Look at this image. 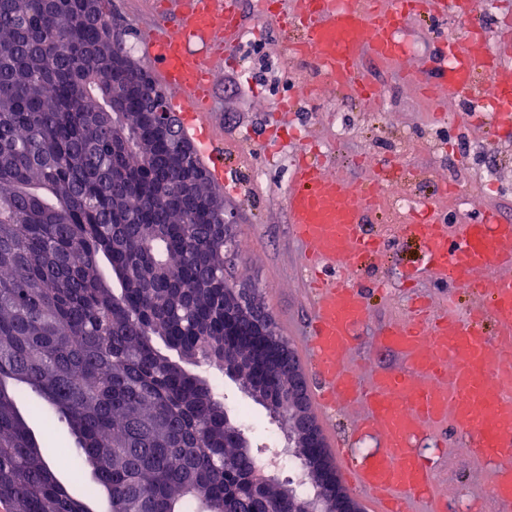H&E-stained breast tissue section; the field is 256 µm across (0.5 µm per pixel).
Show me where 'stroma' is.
Instances as JSON below:
<instances>
[{"label": "stroma", "mask_w": 512, "mask_h": 512, "mask_svg": "<svg viewBox=\"0 0 512 512\" xmlns=\"http://www.w3.org/2000/svg\"><path fill=\"white\" fill-rule=\"evenodd\" d=\"M240 6L252 38L240 42L232 59L216 67L212 76L211 121L224 142V166L242 187L241 194H224V210L234 226L228 276L237 286L255 291L289 346H296L310 315L301 285L299 247L290 237L286 206L290 163L308 144L325 146L327 171L352 184L370 179L377 165L389 162L403 175L388 185L389 197L427 199L438 185L449 183L456 189L455 198L442 203L449 217L467 219L471 209L463 200L475 195L512 221V144H500L485 123L461 132L457 123L467 105L444 103V113L438 117L433 105L416 92L414 83L423 78L422 67L437 48L428 23L418 20L406 27L409 54L401 66L380 67L369 59L362 63L380 90L382 111H365L335 87L323 86L317 101L297 100L291 136L275 159H266L264 131L278 123L279 101L294 91L297 80L312 78L316 66L287 58L288 37L266 23L265 0H240ZM112 16L125 26L135 57L145 59L144 45L156 24L147 0H112ZM342 127L348 135L340 139L336 132ZM258 168L265 171L260 180L253 176ZM371 227L387 231L390 246L383 263L366 272L362 281L383 278L394 289L388 294L371 291L370 322L360 333L357 353L365 357L366 369L390 370L401 367L402 361L396 351L376 348L373 336L386 321L406 316L408 293L400 285L401 276L407 269L423 266L425 251L392 211L378 216ZM198 372L223 394L231 413L243 406L250 409L252 419L243 428L251 448L286 447L281 423L237 383L214 368L202 366ZM421 451L439 463L437 489L449 496L455 512H482L483 504L474 493L482 477L455 431H448L445 447L427 439Z\"/></svg>", "instance_id": "stroma-1"}]
</instances>
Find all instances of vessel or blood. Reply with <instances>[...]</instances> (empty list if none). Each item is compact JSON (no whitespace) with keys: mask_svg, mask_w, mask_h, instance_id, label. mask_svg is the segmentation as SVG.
Segmentation results:
<instances>
[{"mask_svg":"<svg viewBox=\"0 0 512 512\" xmlns=\"http://www.w3.org/2000/svg\"><path fill=\"white\" fill-rule=\"evenodd\" d=\"M469 0H268L267 16L301 28L290 44L291 58L317 64L321 80L346 95L367 99L375 87L360 70L364 58L395 66L408 47L407 21L423 15L431 23L439 54L426 71V90L450 100L475 101L464 122L488 119L496 136L512 141V49L475 56L485 29L467 37L448 31L449 15L466 16ZM157 15L174 18L176 32L156 29L145 45L156 78L169 92L185 136L194 139L217 181L227 179L223 153L210 120L212 71L222 50L239 41L243 20L238 0H156ZM496 87L483 98V79ZM384 169L367 187L353 188L341 175L301 160L291 171L286 199L293 238L301 246V266L313 275L311 320L302 338L309 400L326 450L351 491L361 493L366 512H447L434 494L433 468L416 449L428 434L455 429L468 439L471 457L481 464L479 496L494 512H512V222L494 209L479 207L476 220L449 226L438 206L420 201L404 222L426 249L433 281L453 291L485 289L487 302L468 313L394 322L377 332V345L401 354L400 370L368 371L353 350L370 317L365 289L354 276L387 250L385 235H368L376 212ZM493 321L494 336L483 332ZM354 418L352 436L337 437L329 422L336 412ZM375 448L355 458L353 439Z\"/></svg>","mask_w":512,"mask_h":512,"instance_id":"vessel-or-blood-1","label":"vessel or blood"}]
</instances>
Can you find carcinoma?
I'll return each instance as SVG.
<instances>
[{"instance_id": "obj_1", "label": "carcinoma", "mask_w": 512, "mask_h": 512, "mask_svg": "<svg viewBox=\"0 0 512 512\" xmlns=\"http://www.w3.org/2000/svg\"><path fill=\"white\" fill-rule=\"evenodd\" d=\"M112 0H0V503L9 512H294L326 496L260 485L242 428L203 377L255 351L271 414L288 348L224 335V199L152 125L140 72L116 76ZM119 287H112V281ZM163 347H158L157 342ZM75 437L77 499L16 397Z\"/></svg>"}]
</instances>
